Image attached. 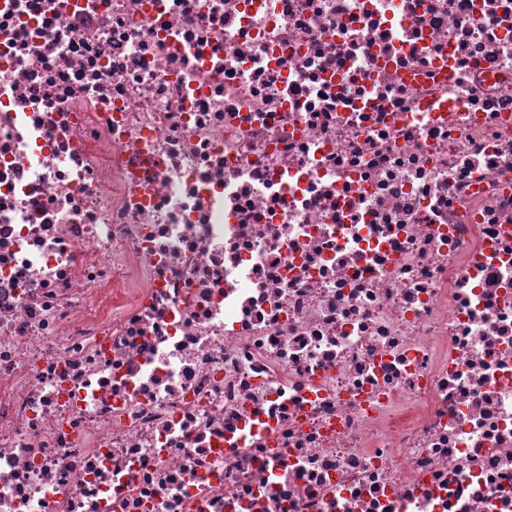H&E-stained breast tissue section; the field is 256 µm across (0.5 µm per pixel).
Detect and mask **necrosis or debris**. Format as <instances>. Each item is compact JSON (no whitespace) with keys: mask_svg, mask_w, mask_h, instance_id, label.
I'll return each instance as SVG.
<instances>
[{"mask_svg":"<svg viewBox=\"0 0 512 512\" xmlns=\"http://www.w3.org/2000/svg\"><path fill=\"white\" fill-rule=\"evenodd\" d=\"M0 512H512V0H0Z\"/></svg>","mask_w":512,"mask_h":512,"instance_id":"necrosis-or-debris-1","label":"necrosis or debris"}]
</instances>
